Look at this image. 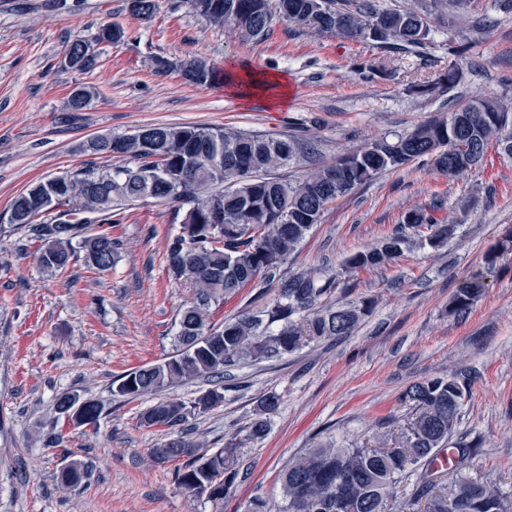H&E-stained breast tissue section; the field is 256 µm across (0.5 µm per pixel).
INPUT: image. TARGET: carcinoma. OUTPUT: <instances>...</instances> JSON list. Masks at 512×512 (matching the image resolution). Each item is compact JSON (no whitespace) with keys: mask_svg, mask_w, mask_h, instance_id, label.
Here are the masks:
<instances>
[{"mask_svg":"<svg viewBox=\"0 0 512 512\" xmlns=\"http://www.w3.org/2000/svg\"><path fill=\"white\" fill-rule=\"evenodd\" d=\"M195 14L214 25H229L244 40L261 39L281 19L295 32L334 34L370 42L379 48L406 52L422 48L431 33L429 18L438 12L453 28L469 0H413L405 9H383L376 0H183ZM125 32L103 25L92 39L76 38L79 48L121 41ZM184 77L209 85L218 73L200 57L179 63ZM462 70L451 68L434 81L412 89L436 96L460 82ZM94 92L74 88L67 111L87 109ZM512 157V107L488 96L468 101L453 111L428 119L390 139L372 138L347 151L335 162L289 182L276 172L314 152L315 144L293 133L266 135L220 126L152 125L124 135L95 136L82 150L94 155L129 157L133 167L97 171L78 169L36 182L16 195L8 222L27 229L42 242L38 263L54 275L77 254L100 271L112 268L121 242L108 233L88 234L92 224H110L123 210L145 199L184 211L179 231L167 243L171 280L193 289L189 304L179 311L176 354L161 363L130 369L112 383L113 393L143 397L201 376L224 378V369L247 361L281 357L324 339L351 335L369 312L366 303L319 307L331 295L335 280L305 271L283 280L278 298L267 307L221 323L212 321L224 301L239 294L258 276L271 280L285 269L293 254L333 201L387 171H397L418 159L450 177L481 165L490 144ZM421 227L425 244L439 250L457 234L454 221L438 223L424 209L408 212L404 223L372 249L346 260L352 270H374L391 263L412 243ZM484 281L459 288L449 311L463 315L483 295ZM469 384L457 376H435L415 382L402 393L414 406L415 417L393 448H367L321 443L293 458L282 469L281 503L255 498L247 512H389L395 490L410 481L414 498L408 512L424 504L423 512H512V496L488 478L470 473L473 449L449 447L461 419ZM224 403V386L209 389L190 402L165 399L140 416L146 427L171 428L189 417ZM280 406L271 393L260 401L258 418L247 439L266 435L267 416ZM77 409L83 424L97 428L101 406L67 392L56 411ZM451 451L454 466L434 467L438 455ZM240 444L199 453L198 443L180 432L151 449L167 463L186 459L178 469L179 484L195 495L213 488L207 500L221 504L231 495L239 476ZM89 466L72 463L59 473L60 482L76 487L88 477Z\"/></svg>","mask_w":512,"mask_h":512,"instance_id":"carcinoma-1","label":"carcinoma"}]
</instances>
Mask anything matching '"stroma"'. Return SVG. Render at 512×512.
<instances>
[{"label": "stroma", "mask_w": 512, "mask_h": 512, "mask_svg": "<svg viewBox=\"0 0 512 512\" xmlns=\"http://www.w3.org/2000/svg\"><path fill=\"white\" fill-rule=\"evenodd\" d=\"M471 16L494 24L458 31L437 23L421 53L399 54L332 34L295 33L280 20L267 37L244 42L182 0H155L147 19L134 16L126 0H67L63 10L52 0H0V212L34 182L116 166V159L82 151L97 135L155 124L285 134L300 125L319 152L287 169L296 179L366 138L452 111L459 100L512 98V12L496 10L494 0H473ZM105 24L123 28L122 41L99 45L93 71L64 69L70 42ZM452 40L470 46L461 83L435 99L413 94V83L453 64ZM191 55L220 72L286 75L288 101L246 100L221 81L192 84L176 67ZM156 58L173 62V69L155 72ZM357 59L385 60L392 73L363 80L352 69ZM79 85L95 96L72 120L66 104ZM467 194L478 203L447 247L413 244L385 267L346 270L347 257L389 236L411 209L442 200L432 216L445 222ZM181 219L174 207L137 202L114 224L91 227L121 241L111 270L97 271L78 256L53 277L41 273L38 243L28 232L0 227V512H245L257 497L275 503L281 469L304 449L327 441L392 447L413 416L402 392L435 375L467 379L454 439L475 448L473 471L512 493V252L495 266L485 263L512 228L511 157L489 148L483 165L459 179L415 161L329 205L288 270L334 278L329 305L369 300L373 307L351 335L225 371L223 404L186 423L210 451L233 437L244 441L237 489L220 506L180 486L177 463L153 460L152 448L167 434L140 423L158 398L189 401L212 388V380L198 378L157 397L112 392L115 376L163 361L175 349L178 312L192 292L169 280L165 250ZM475 274L485 278L484 295L466 317L449 314L456 289ZM278 291L276 283L258 280L225 302L222 316L270 305ZM66 392L102 404L99 428L65 429L63 447L49 448L55 403ZM270 393L280 396V407L266 436L248 439L259 401ZM75 461L88 465L89 477L63 487L57 476Z\"/></svg>", "instance_id": "35a3bbf8"}]
</instances>
